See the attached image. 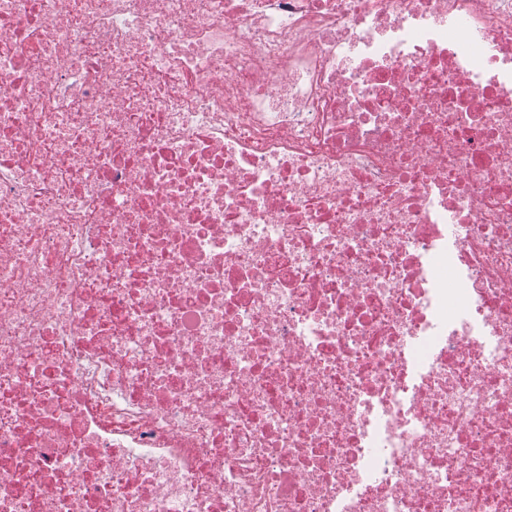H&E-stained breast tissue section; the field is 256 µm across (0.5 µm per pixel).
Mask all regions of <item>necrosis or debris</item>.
Segmentation results:
<instances>
[{
  "label": "necrosis or debris",
  "instance_id": "1",
  "mask_svg": "<svg viewBox=\"0 0 512 512\" xmlns=\"http://www.w3.org/2000/svg\"><path fill=\"white\" fill-rule=\"evenodd\" d=\"M0 512H512V0H0Z\"/></svg>",
  "mask_w": 512,
  "mask_h": 512
}]
</instances>
